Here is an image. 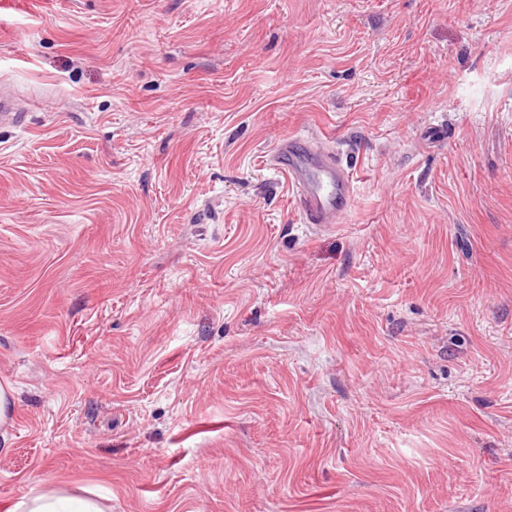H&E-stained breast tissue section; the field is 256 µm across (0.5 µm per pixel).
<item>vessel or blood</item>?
I'll return each instance as SVG.
<instances>
[{
    "mask_svg": "<svg viewBox=\"0 0 512 512\" xmlns=\"http://www.w3.org/2000/svg\"><path fill=\"white\" fill-rule=\"evenodd\" d=\"M25 111L0 88V126L23 124ZM267 165L283 175L304 223L316 229L341 224L353 198L350 172L334 154L313 150L296 137L282 139L266 159Z\"/></svg>",
    "mask_w": 512,
    "mask_h": 512,
    "instance_id": "vessel-or-blood-1",
    "label": "vessel or blood"
}]
</instances>
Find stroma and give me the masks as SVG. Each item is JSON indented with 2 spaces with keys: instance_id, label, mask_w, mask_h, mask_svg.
<instances>
[{
  "instance_id": "1",
  "label": "stroma",
  "mask_w": 512,
  "mask_h": 512,
  "mask_svg": "<svg viewBox=\"0 0 512 512\" xmlns=\"http://www.w3.org/2000/svg\"><path fill=\"white\" fill-rule=\"evenodd\" d=\"M1 83L0 512H512V0H0ZM27 112L18 110L15 107L14 101L11 97L5 94L4 86L0 87V126L22 125ZM266 164L287 179L305 224L328 229L343 222L354 198V185L352 175L334 154L287 137L268 155ZM43 481L31 488L14 511L22 512H104L93 499L79 498L60 491L46 489Z\"/></svg>"
}]
</instances>
